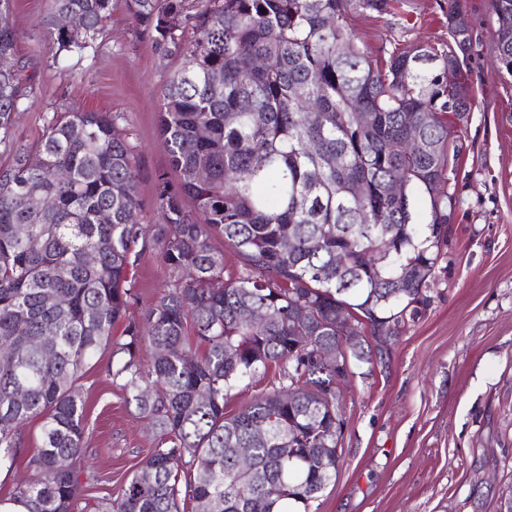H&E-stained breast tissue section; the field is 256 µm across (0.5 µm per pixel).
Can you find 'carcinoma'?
<instances>
[{
    "label": "carcinoma",
    "mask_w": 512,
    "mask_h": 512,
    "mask_svg": "<svg viewBox=\"0 0 512 512\" xmlns=\"http://www.w3.org/2000/svg\"><path fill=\"white\" fill-rule=\"evenodd\" d=\"M376 1L390 4L124 0L137 30L181 60L158 113L175 176L157 178L162 224L140 223L115 117L55 112L36 148L17 142L21 62L0 24V148L11 155L0 165V470L23 457L29 473L0 498L8 512H83L80 379L105 351L108 381L156 443L101 512H310L336 479V359L372 364L366 330L393 336L430 301L456 205L451 133L472 109L463 65L431 62L443 52L428 45L372 63L349 20ZM53 3L38 27L56 54L80 56L113 0ZM494 12L496 62L512 77V0ZM66 16L80 28L62 26ZM415 114L424 148L408 152ZM216 238L243 270L224 276ZM150 241L166 289L136 321L129 273ZM319 351L329 360L316 362ZM271 367L270 387L225 415L232 391ZM34 418L41 439L27 451Z\"/></svg>",
    "instance_id": "carcinoma-1"
}]
</instances>
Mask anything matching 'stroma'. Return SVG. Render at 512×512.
<instances>
[{"label":"stroma","mask_w":512,"mask_h":512,"mask_svg":"<svg viewBox=\"0 0 512 512\" xmlns=\"http://www.w3.org/2000/svg\"><path fill=\"white\" fill-rule=\"evenodd\" d=\"M473 28L465 57L474 103L458 131L448 172L457 205L443 266L415 322L372 336L370 365L352 368L339 402L342 465L316 512H504L512 481V76L495 63L493 0H464ZM52 0H12L9 24L24 65L25 110L18 142L33 145L55 112H104L133 148L145 224L162 221L155 184L169 169L157 129L161 89L180 60L155 50L115 0L83 55L55 61L39 28ZM372 61L417 42L448 46V0H392L385 13L352 17ZM132 279L142 318L165 287L159 252H145ZM100 355L81 380L87 400L82 449L99 483L85 512H97L155 445L154 434L108 383Z\"/></svg>","instance_id":"35a3bbf8"}]
</instances>
